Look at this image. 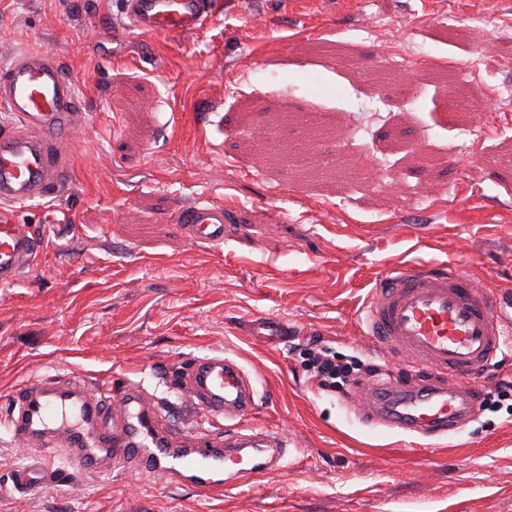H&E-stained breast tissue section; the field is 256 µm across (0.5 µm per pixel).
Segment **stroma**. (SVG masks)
I'll use <instances>...</instances> for the list:
<instances>
[{
  "instance_id": "stroma-1",
  "label": "stroma",
  "mask_w": 512,
  "mask_h": 512,
  "mask_svg": "<svg viewBox=\"0 0 512 512\" xmlns=\"http://www.w3.org/2000/svg\"><path fill=\"white\" fill-rule=\"evenodd\" d=\"M120 0H0V61L51 52L83 128L64 193L13 208L42 242L0 286V416L41 377L139 384L175 434L195 357L234 360L255 390L245 430L277 434L283 470L202 494L138 470L32 493L29 451L0 426V512H512V410L415 436L367 421L366 391L410 377L360 323L393 268L452 264L512 301V0H216L189 38L128 30ZM468 113L448 122L442 101ZM436 160L424 162L423 153ZM234 208L219 244L174 221ZM260 318L293 334H249ZM318 341L377 376L320 388Z\"/></svg>"
}]
</instances>
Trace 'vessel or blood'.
<instances>
[{
  "label": "vessel or blood",
  "instance_id": "1",
  "mask_svg": "<svg viewBox=\"0 0 512 512\" xmlns=\"http://www.w3.org/2000/svg\"><path fill=\"white\" fill-rule=\"evenodd\" d=\"M128 26L144 35L187 38L213 20L210 0H124ZM0 285L30 271L41 248L25 225L14 223L10 208L35 199L61 195V177L71 163L66 155L82 126L75 85L49 52L14 54L0 66ZM190 238L220 242L232 209L220 203H189L175 214ZM364 322L388 356L427 368L442 383L386 385L384 398L372 403L375 418L409 434L436 435L459 428L468 418L467 395L454 383L494 366L512 344V319H504L496 301L458 269L442 265L399 267L374 289L364 308ZM190 413L229 423L221 439L204 443L188 436L177 443L161 424L158 409L146 408L139 385L113 392L90 393L81 380L42 379L17 397L5 424L22 446L37 442L41 452L14 469L12 486L20 492L47 488L55 472L50 461L58 452L88 472L138 466L162 478L183 480L209 492L214 474L228 465L234 478L262 476L281 468L279 436L242 433L234 420L255 410L254 390L234 360L212 355L191 360L180 381ZM77 412L82 429L58 442L49 416Z\"/></svg>",
  "mask_w": 512,
  "mask_h": 512
}]
</instances>
